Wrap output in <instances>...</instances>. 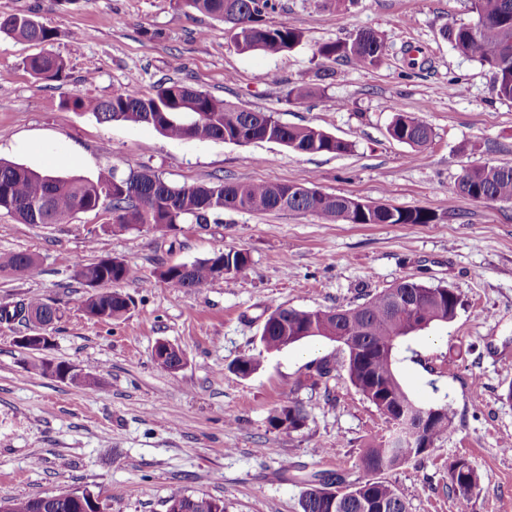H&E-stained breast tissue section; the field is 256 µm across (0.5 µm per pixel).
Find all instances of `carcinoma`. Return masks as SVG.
Segmentation results:
<instances>
[{
	"label": "carcinoma",
	"instance_id": "obj_1",
	"mask_svg": "<svg viewBox=\"0 0 512 512\" xmlns=\"http://www.w3.org/2000/svg\"><path fill=\"white\" fill-rule=\"evenodd\" d=\"M186 6L219 19L235 30L234 41L242 52L260 50L277 55L295 48L301 33L281 24L266 26L262 17L275 10V0H183ZM480 27L450 25L445 36L462 55L478 61L493 75L492 90L501 100L512 101V57L504 53L512 42V0H471ZM250 22L249 27L241 23ZM49 43L51 28L28 14L0 16V37ZM317 54L325 60L346 59L355 64L374 65L385 54V42L375 31L359 33L350 42L321 44ZM24 64L37 78L61 82L66 64L46 52ZM66 106L91 112L103 121H125L150 125L171 139L222 140L244 145L257 141L282 143L303 153L341 155L352 150L350 141L310 126H290L271 112L235 108L207 92L179 81L159 85L152 96L134 91H116L108 99L72 96ZM392 139L414 149L426 147L431 128L416 116L398 115L388 129ZM457 193L473 201L512 202V166L481 164L469 168L458 180ZM104 209L111 215L114 233L151 227L170 231L179 224H206L209 217L225 210L297 211L315 213L327 221L346 224H428L433 216L424 209L395 210L389 213L353 204L344 196L328 195L301 184L228 181L215 185L176 186L145 171L119 174L115 169L100 171L94 180L43 175L28 167L0 160V211L15 216L23 224H63L77 212ZM249 259L241 251H219L190 265L160 267L158 276L177 288H200L228 274L246 269ZM76 277L92 293L84 301V311L98 320L121 317L133 304L132 298L115 285L137 278V270L112 258L96 263L75 264ZM37 259L26 253H0V272L33 275ZM445 286H427L412 280L398 282L354 306L298 310L277 306L265 320L261 342L267 351H277L309 337L334 338L343 346L344 370L355 388L388 419L407 412L416 403L404 389L395 369L396 352L402 339L437 322L454 317L460 300L447 296ZM60 318V309L46 302L20 303L13 309L0 308V321L19 320L44 326ZM161 368L171 371L183 361V353L173 345L153 354ZM40 373L61 375L76 386L93 388L94 378L70 366L40 360L31 365ZM429 425L418 437L408 434L405 444L395 448L390 440L370 444L360 457L368 478L346 482L339 474L315 472L301 499L302 512H409L404 496L380 474L397 469L432 451V446L448 434L454 420L446 405L428 406ZM308 417L297 401L275 409L269 418L272 428L293 432ZM481 475L465 458L448 464V488L458 505L471 508L478 496ZM166 512H225L224 503L207 496L173 491L165 500ZM0 512H78V505L66 498L49 496L0 501Z\"/></svg>",
	"mask_w": 512,
	"mask_h": 512
}]
</instances>
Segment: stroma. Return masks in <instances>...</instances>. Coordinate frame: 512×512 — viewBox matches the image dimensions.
Here are the masks:
<instances>
[{
	"label": "stroma",
	"instance_id": "obj_1",
	"mask_svg": "<svg viewBox=\"0 0 512 512\" xmlns=\"http://www.w3.org/2000/svg\"><path fill=\"white\" fill-rule=\"evenodd\" d=\"M266 25L302 34L291 51L241 52L224 22L177 0H0V15L26 13L56 32L50 50L67 64L62 82L24 66L40 44L0 40V160L40 173L95 178L105 168L149 171L176 186L229 179L303 184L365 203L423 208L429 224L331 223L313 213L227 211L210 224L114 233L109 213L80 212L64 224H23L0 211V252L34 255L40 272H0V306L33 298L59 307L52 346L17 343L36 328L0 323V499L63 493L97 496L104 512H165L175 488L223 501L226 512H301L314 472L357 478L369 442L388 419L349 381L339 344L311 338L266 351L272 308L327 309L362 303L403 279L445 285L460 298L456 318L403 343L397 371L419 405H450L454 423L429 454L387 472L410 512H457L448 464L471 461L481 477L473 512H512V203L475 202L456 184L476 165H512V102L492 75L455 50L448 24L473 22L470 0H277ZM373 29L387 51L377 64L322 62L317 48ZM172 79L281 122L352 142L350 153L308 154L258 141L174 140L153 127L102 122L65 106L80 95L121 89L154 95ZM463 86L449 93V80ZM314 88L302 101L289 87ZM342 101L325 108L323 98ZM412 113L432 129L416 150L388 128ZM468 151H461V144ZM241 251L248 269L204 287H173L164 264H191ZM116 258L136 268L120 284L134 304L121 318L84 311L86 288L73 258ZM165 341L184 364L167 371L152 352ZM244 357L258 361L236 373ZM38 358L94 377L84 390L34 373ZM333 368L318 386L304 378ZM296 400L305 425L273 429V411Z\"/></svg>",
	"mask_w": 512,
	"mask_h": 512
}]
</instances>
